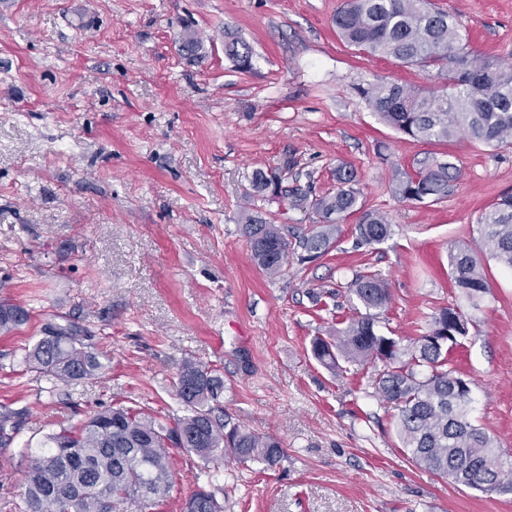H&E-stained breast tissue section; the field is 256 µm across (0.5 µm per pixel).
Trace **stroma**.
<instances>
[{
    "mask_svg": "<svg viewBox=\"0 0 512 512\" xmlns=\"http://www.w3.org/2000/svg\"><path fill=\"white\" fill-rule=\"evenodd\" d=\"M436 2L471 51L512 64V0ZM340 3L0 0V299L30 313L0 333V408L26 412L0 446V512H15L22 450L46 433L111 404L182 414L171 381L187 360L223 369L225 411L277 438L281 458L207 466L170 449L171 491L131 512H183L202 488L224 512H512L511 495L407 460L374 366L335 374L311 355L312 338L352 317L343 293L358 273L388 283L384 319L403 343L458 308L469 334L450 360L470 383V418L512 448V273L480 255L490 290L474 305L448 268L449 245L477 246L480 214L512 193V145L417 142L382 123L358 86L441 80L348 46L332 22ZM187 29L203 40L193 61L180 50ZM228 29L251 45V68L225 57ZM427 156L451 158L460 178L444 199L400 200L396 171ZM342 164L393 235L357 246L350 219L328 254L306 261L299 238L316 214L260 199L290 230L283 272L266 275L241 231L253 172L322 195ZM62 320L92 336L106 368L53 389L22 358Z\"/></svg>",
    "mask_w": 512,
    "mask_h": 512,
    "instance_id": "35a3bbf8",
    "label": "stroma"
}]
</instances>
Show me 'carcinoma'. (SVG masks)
I'll return each mask as SVG.
<instances>
[{
	"instance_id": "obj_1",
	"label": "carcinoma",
	"mask_w": 512,
	"mask_h": 512,
	"mask_svg": "<svg viewBox=\"0 0 512 512\" xmlns=\"http://www.w3.org/2000/svg\"><path fill=\"white\" fill-rule=\"evenodd\" d=\"M339 37L368 55H382L421 68L436 67L443 78L438 90L418 89L378 80L358 88L370 109L396 131L422 142H447L463 135L489 146L512 144V65L471 53L463 45L456 20L431 0H343L333 17ZM224 55L237 67L251 66L249 43L224 30ZM460 169L450 161L426 160L395 175L393 192L405 201L423 203L448 197ZM354 171L336 169V188L322 196L283 186L273 171L253 173L248 201L255 196L283 198L296 209L311 208L321 224L299 240L305 258L327 254L341 234V223L355 216L359 244H381L392 225L375 210L364 209ZM242 232L252 261L267 275L282 272L288 239L256 207L243 211ZM481 249L512 271V194L502 196L479 217ZM452 283L476 302L490 285L474 251L448 248ZM347 298L354 316L329 338L316 336L311 353L336 371L339 360L381 363L375 394L397 411V432L417 466L482 493L512 494V454L469 418L471 387L449 366L448 351L468 335L467 318L443 308L431 327L404 347L382 330L389 308L388 284L372 274H358ZM29 311L0 301V332L25 325ZM23 362L42 374L51 387L94 376L104 364L93 351L92 337L72 324L48 322ZM173 389L184 415L167 424L153 413L127 405H110L80 426L49 433L31 455L19 512H128L149 495L163 497L172 488L169 448L183 449L203 462H259L275 466L281 457L276 439L247 430L224 412V374L186 361ZM185 512H224L216 494L200 489Z\"/></svg>"
}]
</instances>
